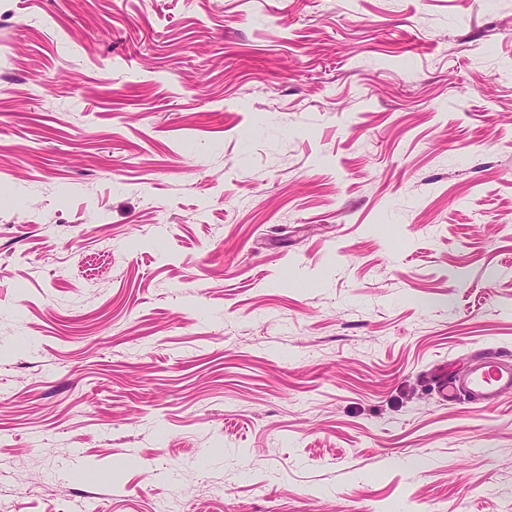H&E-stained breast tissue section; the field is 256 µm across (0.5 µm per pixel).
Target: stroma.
<instances>
[{
  "label": "stroma",
  "mask_w": 512,
  "mask_h": 512,
  "mask_svg": "<svg viewBox=\"0 0 512 512\" xmlns=\"http://www.w3.org/2000/svg\"><path fill=\"white\" fill-rule=\"evenodd\" d=\"M512 0H0L11 512H512ZM436 375L445 401L462 398L490 406L496 404L505 392H512V363L492 354L477 359L468 370L449 380L448 368Z\"/></svg>",
  "instance_id": "obj_1"
}]
</instances>
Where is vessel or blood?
Masks as SVG:
<instances>
[{
	"label": "vessel or blood",
	"instance_id": "vessel-or-blood-1",
	"mask_svg": "<svg viewBox=\"0 0 512 512\" xmlns=\"http://www.w3.org/2000/svg\"><path fill=\"white\" fill-rule=\"evenodd\" d=\"M443 400L465 399L487 406L496 404L504 393L512 392V363L489 354L477 359L460 375L438 373Z\"/></svg>",
	"mask_w": 512,
	"mask_h": 512
}]
</instances>
